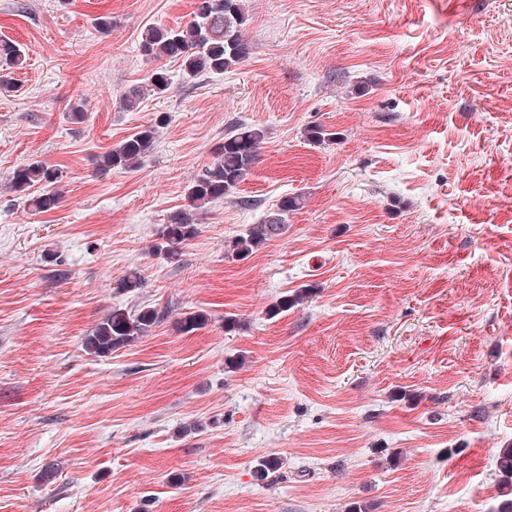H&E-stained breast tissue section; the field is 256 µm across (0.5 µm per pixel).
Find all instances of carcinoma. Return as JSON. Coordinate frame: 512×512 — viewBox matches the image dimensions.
I'll return each mask as SVG.
<instances>
[{"label": "carcinoma", "instance_id": "carcinoma-1", "mask_svg": "<svg viewBox=\"0 0 512 512\" xmlns=\"http://www.w3.org/2000/svg\"><path fill=\"white\" fill-rule=\"evenodd\" d=\"M247 22L245 0H203L183 27L154 24L144 27L140 48L145 56L155 61L174 59L180 62L182 75L189 81L204 74H222L250 57L251 43L245 33ZM24 59L25 53L19 45L0 41L1 66L18 67ZM169 86L168 72L158 66L146 75L143 84L121 95V104L125 110L135 111L146 96L163 95ZM165 123L166 116L160 115L154 122L139 127L101 155L98 168L126 170L140 164L154 148L157 128ZM264 139L265 130L248 123H240L224 134V141L216 149L212 162L187 186L188 205L170 216L158 243L152 246L157 254L171 263L180 261L183 249L198 233V210L236 192L256 167ZM61 179L58 169L35 160L13 172L10 190L24 200L29 210L49 212L59 207ZM300 205L301 199L295 196L282 198L276 211L230 241L227 255L244 260L268 241L283 235L287 231L286 215ZM306 294L307 289L299 288L282 296L270 315L276 316L296 306ZM165 314L166 310L155 307H143L134 314L114 309L85 337L83 348L91 356L108 357L150 335ZM496 466L504 493L499 512H512V446L498 450Z\"/></svg>", "mask_w": 512, "mask_h": 512}]
</instances>
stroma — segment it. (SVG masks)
Masks as SVG:
<instances>
[{
	"label": "stroma",
	"instance_id": "stroma-1",
	"mask_svg": "<svg viewBox=\"0 0 512 512\" xmlns=\"http://www.w3.org/2000/svg\"><path fill=\"white\" fill-rule=\"evenodd\" d=\"M193 2L0 0V39L26 57L0 95V512H496L512 0H246L247 61L192 81L165 61V96L122 110L156 66L141 30L185 24ZM160 115L137 168L99 171ZM240 122L266 130L257 166L167 262L153 244ZM313 124L336 140L309 142ZM32 160L63 172L47 213L7 189ZM295 195L286 233L228 258ZM144 306L166 312L149 336L84 351L112 309Z\"/></svg>",
	"mask_w": 512,
	"mask_h": 512
}]
</instances>
